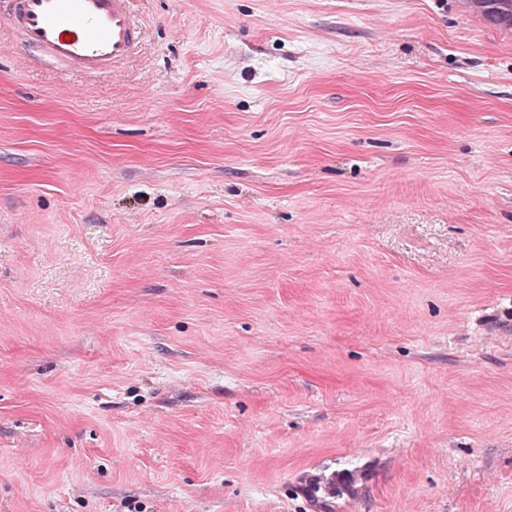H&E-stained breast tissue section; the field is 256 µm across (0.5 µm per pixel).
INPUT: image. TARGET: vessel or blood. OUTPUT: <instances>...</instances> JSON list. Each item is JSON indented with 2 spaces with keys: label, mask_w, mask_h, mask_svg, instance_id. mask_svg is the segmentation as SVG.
I'll list each match as a JSON object with an SVG mask.
<instances>
[{
  "label": "vessel or blood",
  "mask_w": 512,
  "mask_h": 512,
  "mask_svg": "<svg viewBox=\"0 0 512 512\" xmlns=\"http://www.w3.org/2000/svg\"><path fill=\"white\" fill-rule=\"evenodd\" d=\"M0 9L20 48L32 49L56 67L93 75L123 64L139 30L132 0H9Z\"/></svg>",
  "instance_id": "obj_1"
}]
</instances>
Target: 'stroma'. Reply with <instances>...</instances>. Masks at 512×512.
<instances>
[{
  "instance_id": "35a3bbf8",
  "label": "stroma",
  "mask_w": 512,
  "mask_h": 512,
  "mask_svg": "<svg viewBox=\"0 0 512 512\" xmlns=\"http://www.w3.org/2000/svg\"><path fill=\"white\" fill-rule=\"evenodd\" d=\"M0 30V512H512V33L483 0ZM6 1L10 6L3 10ZM131 5L132 0H2L0 23L21 49H33L63 70L93 75L134 53L140 32Z\"/></svg>"
}]
</instances>
